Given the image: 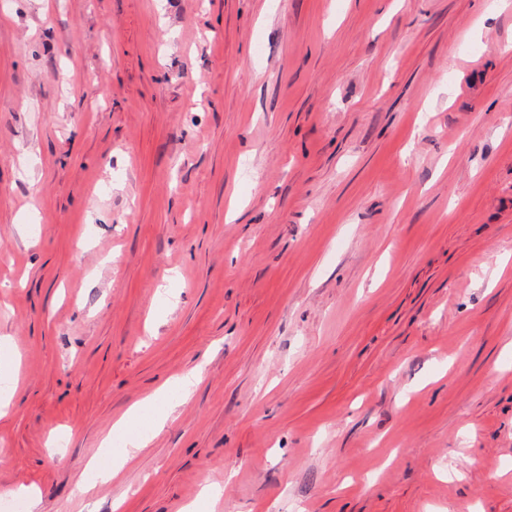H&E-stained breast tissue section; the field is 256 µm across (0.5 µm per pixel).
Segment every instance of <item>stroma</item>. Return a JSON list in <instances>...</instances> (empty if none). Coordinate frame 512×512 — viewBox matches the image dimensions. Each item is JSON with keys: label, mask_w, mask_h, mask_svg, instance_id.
<instances>
[{"label": "stroma", "mask_w": 512, "mask_h": 512, "mask_svg": "<svg viewBox=\"0 0 512 512\" xmlns=\"http://www.w3.org/2000/svg\"><path fill=\"white\" fill-rule=\"evenodd\" d=\"M510 42L499 0H0V507L512 512ZM167 388L161 389L153 395L146 397L132 407V409L119 421L116 422L113 430L123 433L127 439L125 452L113 459L104 467L97 466V475L102 483H108L112 477L122 469L126 463L131 461L137 453L146 448L155 431L159 432L164 422L170 417L173 406L169 405L166 400ZM154 406L164 407L163 411L155 418L154 424L148 430H141L136 425V420L140 414Z\"/></svg>", "instance_id": "1"}]
</instances>
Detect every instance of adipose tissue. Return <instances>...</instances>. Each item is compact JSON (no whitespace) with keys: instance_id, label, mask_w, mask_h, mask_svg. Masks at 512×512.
<instances>
[{"instance_id":"1","label":"adipose tissue","mask_w":512,"mask_h":512,"mask_svg":"<svg viewBox=\"0 0 512 512\" xmlns=\"http://www.w3.org/2000/svg\"><path fill=\"white\" fill-rule=\"evenodd\" d=\"M155 406L160 407L161 412L156 417L152 428L148 430L138 428L136 420L140 414L144 410ZM172 411V406L167 403L165 391L161 390L138 402L122 419L117 421L114 429L125 435L127 439L126 449L120 457L98 469L99 480L104 483L109 482L142 448L147 447L154 431L162 428Z\"/></svg>"}]
</instances>
